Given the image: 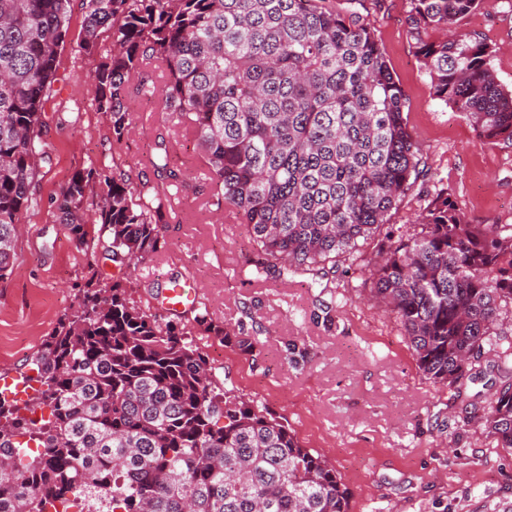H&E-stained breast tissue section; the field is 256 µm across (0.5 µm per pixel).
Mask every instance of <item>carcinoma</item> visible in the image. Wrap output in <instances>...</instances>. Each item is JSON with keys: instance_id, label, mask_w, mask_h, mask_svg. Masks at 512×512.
<instances>
[{"instance_id": "cac0c4a2", "label": "carcinoma", "mask_w": 512, "mask_h": 512, "mask_svg": "<svg viewBox=\"0 0 512 512\" xmlns=\"http://www.w3.org/2000/svg\"><path fill=\"white\" fill-rule=\"evenodd\" d=\"M72 0H0V279L16 260L33 183L48 158L41 112L57 81ZM82 0L81 49L102 31L115 48L92 75L113 147L129 133L136 92L189 123L213 197L259 246L256 266L320 279L378 241L373 296L403 327L418 367L460 393L493 353L486 404L464 420L512 448V224L464 222L442 187L421 194L419 230L388 224L427 166L404 118L406 98L374 33L346 0ZM482 0H410L412 36L434 97L483 143L512 145V91L476 34L448 32ZM156 65L162 87L142 77ZM155 136L153 178L133 184L93 162L55 199L60 223L91 250L79 309L31 359L41 385L24 407L0 392V512H46L82 491L111 512H349L350 491L322 455L268 409L224 387L189 332L102 283L97 251L123 266L161 248L172 190L186 176ZM94 210L99 230L85 219ZM48 415L32 418L37 410Z\"/></svg>"}]
</instances>
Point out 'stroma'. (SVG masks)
I'll return each mask as SVG.
<instances>
[{
    "label": "stroma",
    "instance_id": "1",
    "mask_svg": "<svg viewBox=\"0 0 512 512\" xmlns=\"http://www.w3.org/2000/svg\"><path fill=\"white\" fill-rule=\"evenodd\" d=\"M410 10V0H367L365 20L405 94L407 129L429 166L426 183L447 187L467 223L512 224V149L479 142L470 123L434 97ZM84 21L82 0H73L58 80L41 114L50 155L36 181L41 202L24 213L17 261L0 279V373H17L35 357L82 298L87 256L60 224L52 198L91 160L135 183L152 173L155 133L141 122L152 104L129 97L132 131L113 148L110 118L88 93L113 39L103 33L94 53L80 52ZM453 29L484 39L498 81L512 90V0H484ZM157 125L170 130L172 164L194 175L180 192L181 213L165 218L158 253L132 270L99 260V274L121 281L165 321L172 317L158 304L163 288L191 277L198 309L175 318L227 388L268 407L328 459L351 491L350 512H494L512 502V448L463 419L466 403L486 395L485 379L461 396L428 380L395 315L371 300L366 264L341 263L327 281L256 267L248 226L217 205L199 173L194 136L170 127L164 114ZM200 314L230 330L233 341L205 332Z\"/></svg>",
    "mask_w": 512,
    "mask_h": 512
}]
</instances>
